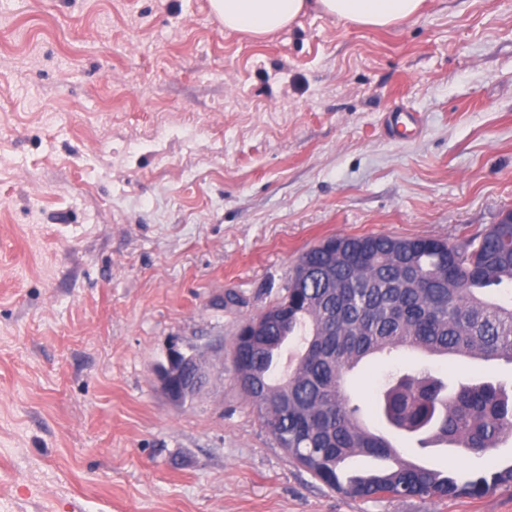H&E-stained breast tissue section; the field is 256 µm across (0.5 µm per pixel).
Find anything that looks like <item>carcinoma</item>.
<instances>
[{"label": "carcinoma", "mask_w": 512, "mask_h": 512, "mask_svg": "<svg viewBox=\"0 0 512 512\" xmlns=\"http://www.w3.org/2000/svg\"><path fill=\"white\" fill-rule=\"evenodd\" d=\"M334 253L299 256L308 272L291 277L273 305L284 319L266 336H241L242 392L263 425L315 479L352 498L448 499L512 487V465L459 480L403 459L360 420L346 376L363 360L401 350L512 364V224H493L456 244L387 235L336 236ZM303 351L274 377L285 340ZM382 423L426 448L444 443L482 457L512 436V398L491 382L449 388L428 370L403 374L381 393ZM391 460L394 467L341 479L352 456Z\"/></svg>", "instance_id": "1"}]
</instances>
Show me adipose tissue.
<instances>
[{"label":"adipose tissue","mask_w":512,"mask_h":512,"mask_svg":"<svg viewBox=\"0 0 512 512\" xmlns=\"http://www.w3.org/2000/svg\"><path fill=\"white\" fill-rule=\"evenodd\" d=\"M425 0H210L225 30L263 39L309 12L371 28L416 20Z\"/></svg>","instance_id":"1"}]
</instances>
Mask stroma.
<instances>
[{"instance_id": "stroma-1", "label": "stroma", "mask_w": 512, "mask_h": 512, "mask_svg": "<svg viewBox=\"0 0 512 512\" xmlns=\"http://www.w3.org/2000/svg\"><path fill=\"white\" fill-rule=\"evenodd\" d=\"M402 110L421 126L395 139ZM510 209L512 0H427L387 29L311 12L262 40L209 0H0V512H512V489H330L232 364L325 238L451 243ZM173 348L211 372L182 405L155 380ZM421 368L512 393L511 363L409 351L349 392L370 407ZM397 447L461 475L512 464V439Z\"/></svg>"}]
</instances>
